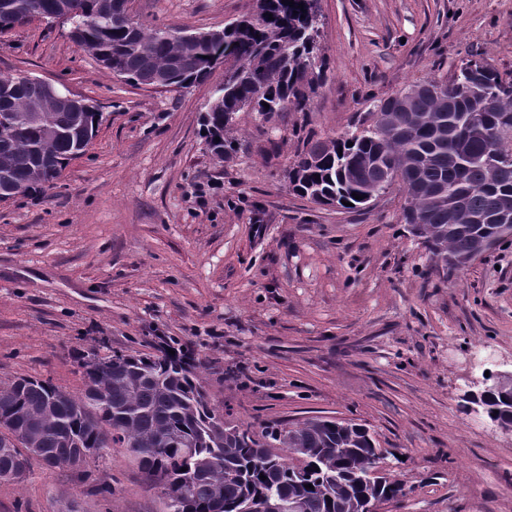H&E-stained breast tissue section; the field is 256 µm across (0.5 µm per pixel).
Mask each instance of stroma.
<instances>
[{
  "mask_svg": "<svg viewBox=\"0 0 512 512\" xmlns=\"http://www.w3.org/2000/svg\"><path fill=\"white\" fill-rule=\"evenodd\" d=\"M254 0H130L150 28L223 29ZM328 77L308 112L261 125L214 155L200 120L223 66L187 89L114 76L70 37L29 21L0 33V73H23L102 114L86 151L40 192L0 200V382L84 388L80 354L175 341L202 361L210 404L261 431L328 417L364 425L406 494L379 512H512V435L462 395L472 358L512 357V237L436 270L401 219L399 186L354 210L288 188L300 131L360 133L391 95L487 60L512 77V0H318ZM209 184L204 205L191 198ZM70 469L32 463L0 480V512H166L122 449Z\"/></svg>",
  "mask_w": 512,
  "mask_h": 512,
  "instance_id": "35a3bbf8",
  "label": "stroma"
}]
</instances>
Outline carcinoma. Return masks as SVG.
<instances>
[{"mask_svg":"<svg viewBox=\"0 0 512 512\" xmlns=\"http://www.w3.org/2000/svg\"><path fill=\"white\" fill-rule=\"evenodd\" d=\"M128 0H0V32L32 13L73 23L71 38L113 74L138 86L189 88L211 70L229 63L201 125L217 156L243 151L234 135L240 114L251 112L269 123L286 112H310L327 76L319 59L317 0H256L249 14L224 29L190 33L181 27L129 28ZM304 8H299V4ZM480 74L479 85L469 81ZM8 92L0 114L11 131L0 134V196L30 193L52 183L68 163L83 154L100 113L79 100V111L49 95L46 84L22 75H0ZM477 118L460 138L458 113ZM512 153V81L485 60L463 64L450 82L430 80L385 99L364 134L331 140L305 137L288 170V188L324 205L364 204L353 194L374 196L395 184L401 173L407 205L404 223L423 239L443 267L467 266L479 245L508 235L495 223L474 224L512 211V164L489 166L492 136ZM450 183L457 184V218L448 213ZM85 389L79 395L48 380L19 377L0 386V479H8L17 455L44 448L56 466L90 473L84 448L119 446L145 480L163 485L168 512H243L269 499H301L303 512H361L366 501L406 495L402 481L371 484L381 452L360 425L313 418L294 426L273 424L257 433L223 421L211 407L197 372L183 348L170 354L87 356L80 360ZM107 400L105 410L93 400ZM489 419L512 424L508 390L483 396ZM186 471H181V468ZM265 479H260V476ZM312 488H307V485Z\"/></svg>","mask_w":512,"mask_h":512,"instance_id":"1","label":"carcinoma"}]
</instances>
